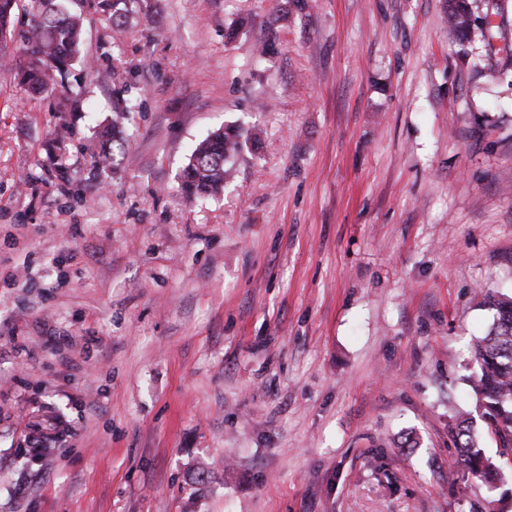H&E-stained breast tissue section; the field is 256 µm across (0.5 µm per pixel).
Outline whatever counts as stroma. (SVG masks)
Masks as SVG:
<instances>
[{
	"label": "stroma",
	"instance_id": "stroma-1",
	"mask_svg": "<svg viewBox=\"0 0 512 512\" xmlns=\"http://www.w3.org/2000/svg\"><path fill=\"white\" fill-rule=\"evenodd\" d=\"M153 2L118 48L85 14L77 111L0 61V512H512L449 433L512 296V0L487 44L446 0ZM228 124L258 143L186 200ZM129 93V87L117 91V104L112 113V123L104 127L99 135V162L102 164L113 161L114 147L121 148L124 146V131L126 122L129 119L130 112L136 108L135 99L133 97L120 98L121 93ZM123 104V105H122ZM243 134L235 127L220 128L199 141L182 169L179 187L188 199L212 196L232 177V160L242 148Z\"/></svg>",
	"mask_w": 512,
	"mask_h": 512
}]
</instances>
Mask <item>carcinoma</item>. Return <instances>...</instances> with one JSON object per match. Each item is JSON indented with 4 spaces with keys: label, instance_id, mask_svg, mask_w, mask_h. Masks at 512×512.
Returning <instances> with one entry per match:
<instances>
[{
    "label": "carcinoma",
    "instance_id": "obj_1",
    "mask_svg": "<svg viewBox=\"0 0 512 512\" xmlns=\"http://www.w3.org/2000/svg\"><path fill=\"white\" fill-rule=\"evenodd\" d=\"M0 0V41L15 44L13 58L18 84L26 91L58 101L69 100V78L82 58V13H102L116 36L125 30L128 0ZM448 23L464 42H486L489 16L475 15L470 0H448ZM135 99L117 98L112 123L99 135V162L113 161L114 148L124 146V131ZM243 134L235 127L220 128L199 141L182 169L179 187L189 199L212 196L232 177V160L242 148ZM484 303L496 311L487 333L473 347L476 370L468 382L476 394L475 414L459 417L451 434L458 449L456 463L474 479L487 481L499 471L483 458L473 441V416H478L502 448L512 449V297L488 294Z\"/></svg>",
    "mask_w": 512,
    "mask_h": 512
}]
</instances>
